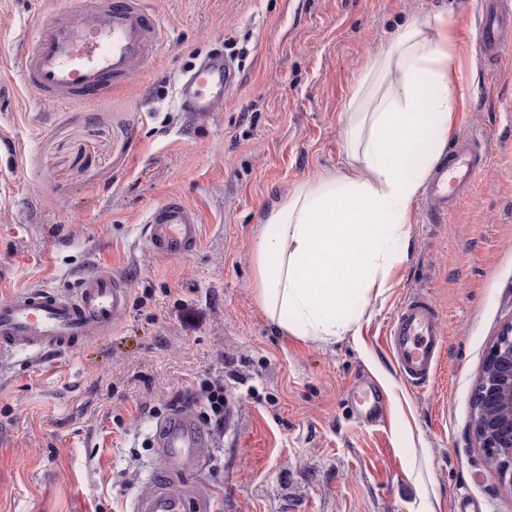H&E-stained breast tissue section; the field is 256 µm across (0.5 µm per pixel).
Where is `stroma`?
Segmentation results:
<instances>
[{"label":"stroma","mask_w":512,"mask_h":512,"mask_svg":"<svg viewBox=\"0 0 512 512\" xmlns=\"http://www.w3.org/2000/svg\"><path fill=\"white\" fill-rule=\"evenodd\" d=\"M62 0H0V299L75 292L99 267L129 306L103 336L56 353L0 358V512H130L153 473L213 492L216 512H512L484 463L473 396L512 326V52L476 42L469 0H144L162 50L95 106L46 102L13 50ZM453 16L455 135L486 170L448 214L410 213L411 251L357 335L321 342L280 331L256 301L250 245L297 185L346 168L342 112L355 76L404 24ZM235 61L241 83L192 121L179 79L202 56ZM201 216L187 258L142 239L170 195ZM428 295L444 343L428 385L399 374L385 336L403 300ZM223 375L222 430L200 465L159 456L174 392ZM373 380L386 411L363 421L351 390Z\"/></svg>","instance_id":"35a3bbf8"}]
</instances>
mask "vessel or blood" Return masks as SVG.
<instances>
[{
  "label": "vessel or blood",
  "instance_id": "b4317fda",
  "mask_svg": "<svg viewBox=\"0 0 512 512\" xmlns=\"http://www.w3.org/2000/svg\"><path fill=\"white\" fill-rule=\"evenodd\" d=\"M157 22L142 0H64L46 12L21 46L25 80L44 100L96 104L112 88L145 64L159 49ZM476 40L485 57L500 61L512 46V0H480ZM238 83V71L223 54L206 55L185 74L180 100L186 111L205 117L224 104ZM488 163L476 140L464 136L452 143L448 157L437 165L425 190V211L443 215L474 185ZM201 218L181 197H169L151 210L143 230L146 244L157 255L186 258L197 251ZM129 304L123 282L106 268L83 278L73 295L51 289L25 291L0 301V357L17 348L67 350L84 337L104 335ZM439 310L425 295L405 300L388 336L398 371L416 386L429 383L442 349ZM206 445L203 428L189 410L160 422V455L176 462L196 460ZM204 486L183 484L169 472L160 473L139 495L133 512H214Z\"/></svg>",
  "mask_w": 512,
  "mask_h": 512
}]
</instances>
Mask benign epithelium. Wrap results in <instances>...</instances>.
<instances>
[{
    "mask_svg": "<svg viewBox=\"0 0 512 512\" xmlns=\"http://www.w3.org/2000/svg\"><path fill=\"white\" fill-rule=\"evenodd\" d=\"M474 435L479 447L512 448V330L492 346L474 398Z\"/></svg>",
    "mask_w": 512,
    "mask_h": 512,
    "instance_id": "1",
    "label": "benign epithelium"
}]
</instances>
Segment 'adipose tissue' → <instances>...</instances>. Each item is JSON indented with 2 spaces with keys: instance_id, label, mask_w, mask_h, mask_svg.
Instances as JSON below:
<instances>
[{
  "instance_id": "adipose-tissue-1",
  "label": "adipose tissue",
  "mask_w": 512,
  "mask_h": 512,
  "mask_svg": "<svg viewBox=\"0 0 512 512\" xmlns=\"http://www.w3.org/2000/svg\"><path fill=\"white\" fill-rule=\"evenodd\" d=\"M452 21L402 29L367 62L344 112L348 165L294 189L251 249L259 304L281 330L330 342L357 334L408 255L410 211L458 106Z\"/></svg>"
}]
</instances>
